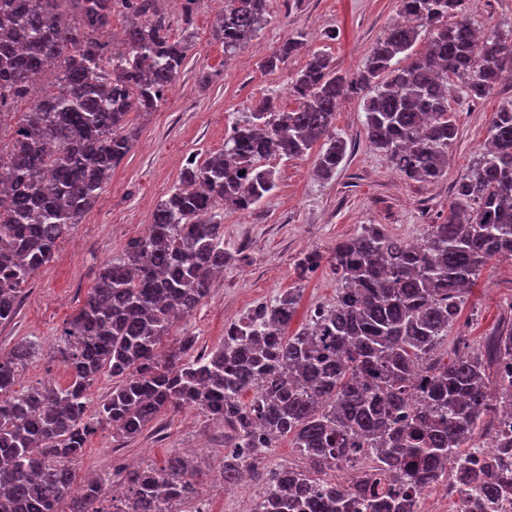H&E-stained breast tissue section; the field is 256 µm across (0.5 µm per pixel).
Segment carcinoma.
<instances>
[{
	"mask_svg": "<svg viewBox=\"0 0 512 512\" xmlns=\"http://www.w3.org/2000/svg\"><path fill=\"white\" fill-rule=\"evenodd\" d=\"M130 16L122 47L109 40L112 12ZM402 21L389 27L350 80L320 50H310L284 111L263 99L251 119L231 127L224 150L190 159L179 184L155 208L149 234L107 261L77 315L62 329L66 385L16 389L36 344L0 354V512H105V480L89 478L72 494L74 463L91 435L112 428L132 439L156 417L196 407L237 435L224 456V483L239 476L242 455L287 438L307 461L287 481L270 480L277 512H300V497L324 484L309 512H354L357 499L392 507L408 466L415 487L436 480L448 451L464 447L491 410L492 363L512 400V327L440 364L436 355L464 298L493 259L512 260V100L492 122L467 176L456 183L448 218L409 244L378 224L336 242L329 256L303 255L299 279L327 263L336 302L288 327L299 300L290 291L224 329V341L195 353V337L166 344L177 316H188L223 273L224 224L217 205L251 213L276 188L272 155L299 158L320 145L317 176L331 178L346 155L334 134L339 101L365 93L371 147L400 175L434 182L448 174L457 135L448 81L482 97L508 78L512 43L478 36L470 0H399ZM268 21V0H224L217 18L224 57L236 56ZM428 46L415 50L421 33ZM303 47L293 35L263 63L272 70ZM192 49L171 35L158 0H0V323L17 314L23 286L52 262L81 223L112 169L134 141L132 112H151L174 86ZM47 82L43 95L28 89ZM112 392L89 412L102 373ZM245 390L249 403L240 402ZM378 451L376 474L356 491L320 478L350 449ZM197 470L180 455L163 467L130 471L123 500L110 512H172L193 505ZM491 499L504 473H465Z\"/></svg>",
	"mask_w": 512,
	"mask_h": 512,
	"instance_id": "obj_1",
	"label": "carcinoma"
}]
</instances>
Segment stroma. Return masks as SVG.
Returning <instances> with one entry per match:
<instances>
[{
	"mask_svg": "<svg viewBox=\"0 0 512 512\" xmlns=\"http://www.w3.org/2000/svg\"><path fill=\"white\" fill-rule=\"evenodd\" d=\"M160 8L170 19L173 36L190 34L193 48L157 109L131 113L137 131L131 151L81 224L59 244L53 261L29 281L16 319L0 325V353L23 340L37 344L19 387L68 381L57 351L64 324L78 313L103 263L143 236L145 224L177 185L187 159L202 161L223 150L233 123L246 120L264 98H277L282 109H293L288 84L305 64L307 50L327 53L338 69L353 76L375 41L400 19L398 0H269L267 24L228 60L215 31L217 14L206 0H198L189 11L175 0H161ZM471 20L481 31L512 41V0H475ZM298 33L306 40V51L291 55L276 70H264L263 62L288 35ZM510 100L512 79L480 99L455 88L449 107L458 134L448 152V173L426 184L404 178L370 146L362 97L347 95L336 110L335 133L347 143L336 174L328 180L317 178L311 154L268 159L276 189L255 213L225 210L224 247L230 259L224 274L215 279L197 310L176 323L174 334L196 337L204 349L216 347L230 323L291 288L301 294L294 326H301L314 309L333 305L338 283L331 267L322 265L301 281L295 274L297 260L312 250L331 251L363 224L383 225L407 242L421 240L428 225L446 219L454 185L468 174L496 112ZM510 323L512 261L496 259L483 268L440 353L449 356L466 346L481 347ZM230 435L229 428L213 423L201 410L163 412L131 440L114 441L108 428L91 435L75 466L76 476H102L110 490L120 491L132 466L149 462L161 467L190 449L202 475L201 489L224 488L211 494L210 512H224L235 499L253 493L251 487L224 482V457L233 446Z\"/></svg>",
	"mask_w": 512,
	"mask_h": 512,
	"instance_id": "obj_1",
	"label": "stroma"
}]
</instances>
